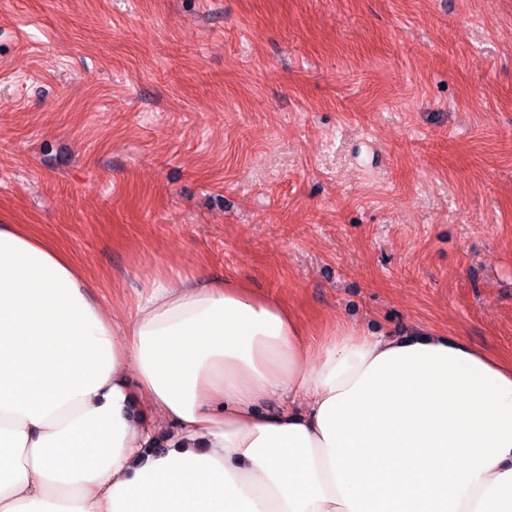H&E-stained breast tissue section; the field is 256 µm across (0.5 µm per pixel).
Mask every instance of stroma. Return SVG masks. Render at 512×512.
I'll list each match as a JSON object with an SVG mask.
<instances>
[{"instance_id":"35a3bbf8","label":"stroma","mask_w":512,"mask_h":512,"mask_svg":"<svg viewBox=\"0 0 512 512\" xmlns=\"http://www.w3.org/2000/svg\"><path fill=\"white\" fill-rule=\"evenodd\" d=\"M0 224L511 357L512 0H0Z\"/></svg>"}]
</instances>
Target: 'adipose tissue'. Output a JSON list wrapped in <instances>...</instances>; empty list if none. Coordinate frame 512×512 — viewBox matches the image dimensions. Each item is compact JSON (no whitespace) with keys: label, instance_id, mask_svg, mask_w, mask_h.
<instances>
[{"label":"adipose tissue","instance_id":"adipose-tissue-1","mask_svg":"<svg viewBox=\"0 0 512 512\" xmlns=\"http://www.w3.org/2000/svg\"><path fill=\"white\" fill-rule=\"evenodd\" d=\"M142 286L111 314L70 251L0 224V512H512V359L317 340L234 278Z\"/></svg>","mask_w":512,"mask_h":512}]
</instances>
